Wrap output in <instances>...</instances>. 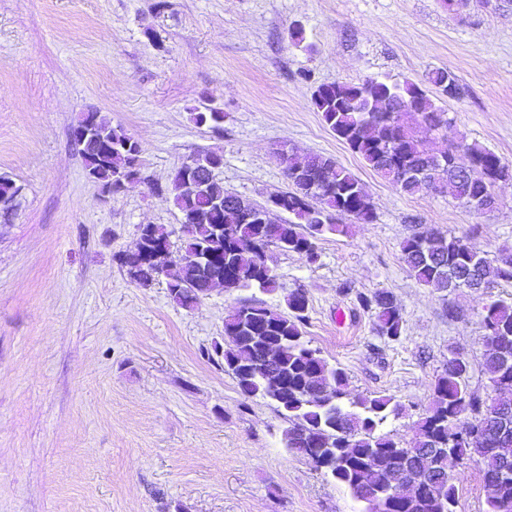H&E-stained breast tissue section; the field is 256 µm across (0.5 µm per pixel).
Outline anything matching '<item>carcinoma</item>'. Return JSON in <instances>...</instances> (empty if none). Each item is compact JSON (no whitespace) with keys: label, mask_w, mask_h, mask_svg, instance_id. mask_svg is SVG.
<instances>
[{"label":"carcinoma","mask_w":512,"mask_h":512,"mask_svg":"<svg viewBox=\"0 0 512 512\" xmlns=\"http://www.w3.org/2000/svg\"><path fill=\"white\" fill-rule=\"evenodd\" d=\"M427 82L450 88L449 98L462 95L455 75L437 69ZM324 123L377 174L395 182L400 168L432 170L445 167L438 192L458 202L482 194L486 184L512 182V168L501 163L493 151L476 143L448 146L434 153L408 125L418 116L430 130L448 127V113L413 81L393 82L375 76L359 83H328L316 87L311 98ZM98 140L79 147L86 177L103 188L117 178L134 180L138 151L127 146L131 136L101 114H96ZM288 160L284 173L287 188L269 196L291 219L282 224H262L256 218L264 205L224 188L215 178L204 176L200 191L186 187L188 170L180 166L173 175L170 193L181 216H196L182 239L180 253L158 266L152 255L168 244L169 234L157 224L142 226L139 252L124 253L120 264L129 279L148 287L163 278L174 303L196 306L209 281L224 267L233 277L224 279V289L258 288L271 293L277 288L275 275L266 261V250L274 246L295 253L308 263L318 259L317 242L327 234L344 231V217L371 222L375 206L358 178L323 154L298 156L284 145L277 149ZM465 155L475 177L460 176L456 160ZM399 189L416 195L432 190L431 175L413 176ZM224 228V234L216 228ZM209 250L221 254L224 263L204 268L189 257ZM404 263L421 284L440 289L469 288L462 280L464 269L476 272L478 285L489 288L499 281L512 282V255L493 261L484 251L462 237L426 228L401 243ZM360 306L375 315V331L397 339L403 317L394 296L385 290L359 293ZM288 313L262 302L242 304L224 320V371L235 378L242 395L273 402L288 422L284 447L306 457L312 464L336 449V458L326 473L348 489L362 504L361 512H454L455 480L442 479L426 491L418 487L430 480L426 449L445 448L448 455L476 463L483 481L497 477L504 461H512V437L502 440L492 433L497 415L512 413V302L499 299L483 308L479 323L485 347L482 371L493 395L480 402L468 392L469 362L448 356V366L435 381L433 403L417 423L415 437L397 438L380 431L389 415H399L400 406L391 399L365 397L345 402V373L329 365L318 349L304 340L308 297L295 289L287 299ZM275 354L278 375L259 370L265 351ZM397 495L383 500L391 483ZM487 512H512V477L498 482L487 496Z\"/></svg>","instance_id":"cac0c4a2"}]
</instances>
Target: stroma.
<instances>
[{
  "label": "stroma",
  "instance_id": "35a3bbf8",
  "mask_svg": "<svg viewBox=\"0 0 512 512\" xmlns=\"http://www.w3.org/2000/svg\"><path fill=\"white\" fill-rule=\"evenodd\" d=\"M0 0V175L20 188L0 216V512H360L329 475L282 443L286 421L224 370V319L247 300H309L311 347L344 371L350 396L402 405L386 432L412 438L450 352L485 399L479 314L512 283L476 292L420 285L400 244L427 227L512 253V186L478 214L448 195L408 196L376 174L311 103L323 83L424 80L451 124L433 150L476 142L512 166V8L471 0ZM301 25L304 41L290 32ZM220 107V129L197 124ZM96 110L142 146L143 179L107 201L70 137ZM320 153L364 185L376 218L318 242V260L268 248L270 294L218 289L192 309L165 280L132 283L118 258L145 224L181 245V215L153 185L216 150L215 177L257 203L285 189L279 145ZM394 294L398 339L378 335L357 293ZM456 320H449V310ZM455 512H486L478 466L451 459Z\"/></svg>",
  "mask_w": 512,
  "mask_h": 512
}]
</instances>
